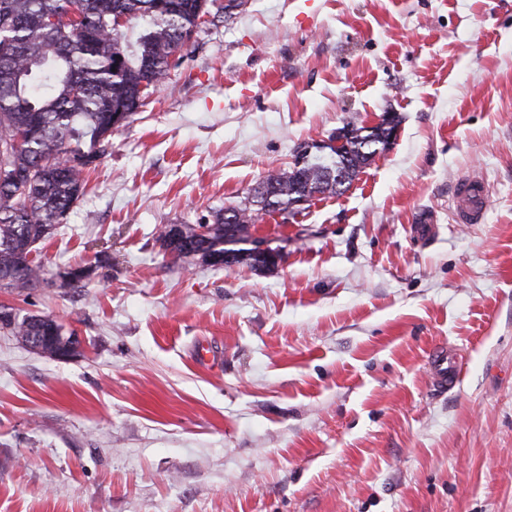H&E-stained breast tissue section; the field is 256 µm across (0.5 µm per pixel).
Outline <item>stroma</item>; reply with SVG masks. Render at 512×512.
Segmentation results:
<instances>
[{
    "label": "stroma",
    "instance_id": "35a3bbf8",
    "mask_svg": "<svg viewBox=\"0 0 512 512\" xmlns=\"http://www.w3.org/2000/svg\"><path fill=\"white\" fill-rule=\"evenodd\" d=\"M386 112L397 138L348 191L252 227L274 268L164 254L162 225ZM470 174L486 218L458 224ZM36 257L89 274L0 305L82 348L0 329V512H512V0H244ZM432 384L437 390H452L457 385V361L445 347H436L429 357Z\"/></svg>",
    "mask_w": 512,
    "mask_h": 512
}]
</instances>
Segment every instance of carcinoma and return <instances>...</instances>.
<instances>
[{
  "instance_id": "carcinoma-1",
  "label": "carcinoma",
  "mask_w": 512,
  "mask_h": 512,
  "mask_svg": "<svg viewBox=\"0 0 512 512\" xmlns=\"http://www.w3.org/2000/svg\"><path fill=\"white\" fill-rule=\"evenodd\" d=\"M237 0H0V290L40 287L43 265L35 244L63 223L87 188L84 174L106 152L104 141L128 124L189 48L186 38L205 15L228 19ZM127 19L119 29L116 16ZM56 23H51V19ZM141 27L135 44L129 25ZM336 137L311 144L302 166L269 173L244 201L227 206L211 224H181L183 239L205 233L214 242L241 238L265 215L295 216L315 199L341 195L386 151L387 129L352 118ZM236 266L271 264L245 252ZM0 326L33 348L50 325L0 306Z\"/></svg>"
}]
</instances>
